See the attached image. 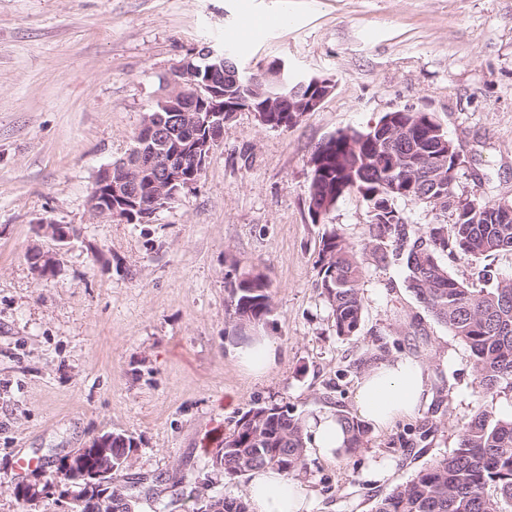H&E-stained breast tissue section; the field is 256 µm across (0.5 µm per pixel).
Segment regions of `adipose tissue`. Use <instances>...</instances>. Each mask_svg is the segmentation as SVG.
<instances>
[{
    "instance_id": "adipose-tissue-1",
    "label": "adipose tissue",
    "mask_w": 512,
    "mask_h": 512,
    "mask_svg": "<svg viewBox=\"0 0 512 512\" xmlns=\"http://www.w3.org/2000/svg\"><path fill=\"white\" fill-rule=\"evenodd\" d=\"M428 398L425 366L396 357L366 370L355 392V409L364 422L385 429L414 415ZM345 433L335 412L324 410L308 419L305 440L324 457L342 448ZM252 512H310L312 492L300 479L272 467L252 470L247 484Z\"/></svg>"
}]
</instances>
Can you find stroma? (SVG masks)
Segmentation results:
<instances>
[{"instance_id": "stroma-1", "label": "stroma", "mask_w": 512, "mask_h": 512, "mask_svg": "<svg viewBox=\"0 0 512 512\" xmlns=\"http://www.w3.org/2000/svg\"><path fill=\"white\" fill-rule=\"evenodd\" d=\"M249 15L264 25L245 26ZM205 43L249 70L281 60L335 89L284 130L236 113L199 181L151 223L94 217L97 172L126 156L171 69ZM398 110L432 113L454 142L458 192L512 203V0H0V512H63L17 501L14 484L56 480L73 449L112 432L137 443L115 481L142 476L138 512L244 495L246 477L224 480L210 462L242 414L277 402L305 420L355 416L362 374L396 356L427 365L426 403L368 429L354 453L307 449L312 512H371L456 447L475 406L512 419V392L480 393L470 351L416 301L403 261L366 255L356 335L337 336L319 295L322 235L363 243L369 217L352 193L312 222L311 153ZM43 219L74 239L38 234ZM38 251L55 257L54 275L34 271ZM486 265L512 278V252L448 272L476 288ZM238 268L269 282L272 313L245 335L277 347L260 376L236 357L245 337L232 333L227 283ZM20 454L44 469L16 475ZM379 463L389 476L366 480Z\"/></svg>"}]
</instances>
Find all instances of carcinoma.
<instances>
[{
  "label": "carcinoma",
  "mask_w": 512,
  "mask_h": 512,
  "mask_svg": "<svg viewBox=\"0 0 512 512\" xmlns=\"http://www.w3.org/2000/svg\"><path fill=\"white\" fill-rule=\"evenodd\" d=\"M250 79L224 77L222 104L249 98ZM396 137L372 130L339 131L312 158L307 189L308 210L329 214L347 194L361 195L371 209L370 243L358 246L331 231L321 238L318 277L336 334L353 336L363 318L360 293L367 271L361 258L372 247L381 263L388 255L404 260L416 300L437 323L448 328L470 351L479 387L488 393L512 392V279H498L489 266L481 270L490 289L475 290L448 273L445 259L488 256L512 251V208L456 191L461 169L456 149H437L436 125L429 112H388ZM411 202L435 213L421 233L398 208ZM450 214L451 221L441 219ZM232 313L247 314L252 327L271 313L269 283L252 271L230 282ZM347 433L344 451L367 442V430L355 418L339 416ZM136 447L132 436L117 433L108 448L117 469L127 467ZM270 466L288 475L307 468L303 425L286 405L265 404L244 413L224 437V454L213 471L233 480ZM141 483L131 478L111 487L112 512ZM373 512H512V421L495 420L478 407L463 424L448 455L419 470L409 481L378 500Z\"/></svg>",
  "instance_id": "obj_1"
}]
</instances>
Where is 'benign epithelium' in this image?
I'll return each mask as SVG.
<instances>
[{"label":"benign epithelium","mask_w":512,"mask_h":512,"mask_svg":"<svg viewBox=\"0 0 512 512\" xmlns=\"http://www.w3.org/2000/svg\"><path fill=\"white\" fill-rule=\"evenodd\" d=\"M174 71L178 77L168 79L164 97L180 99L177 128L183 131L184 136L177 139L169 136L162 131L163 122L159 117H145L139 135L146 141H157L161 150L156 156L129 154L117 164L103 167L89 195V209L94 217L126 223L148 222L178 194L195 185V182L185 181L181 176L182 157H190L196 169L201 171L214 147L220 143L224 134V115L221 109L216 107L209 112H202L197 109L196 102L205 92L214 102L224 98L221 84L212 80L204 85L195 82L194 75L200 72V68L188 59L178 64ZM313 85L317 93L299 103L290 98L271 99L262 107L255 109L246 103L237 111L255 113L257 121L262 125L265 124L267 112L283 109L290 112H312L320 107L333 90L332 83L318 77L313 78ZM133 209L139 211L140 219H135L136 215L131 213ZM38 230L59 243H67L74 238L67 227L51 221L40 222ZM109 442L107 436L97 440V447L101 451L94 469L70 472L64 476L66 490L63 495L71 504V512H79L90 498L101 510L109 506L110 500L106 496L110 492L113 468L112 459L103 450Z\"/></svg>","instance_id":"benign-epithelium-1"}]
</instances>
